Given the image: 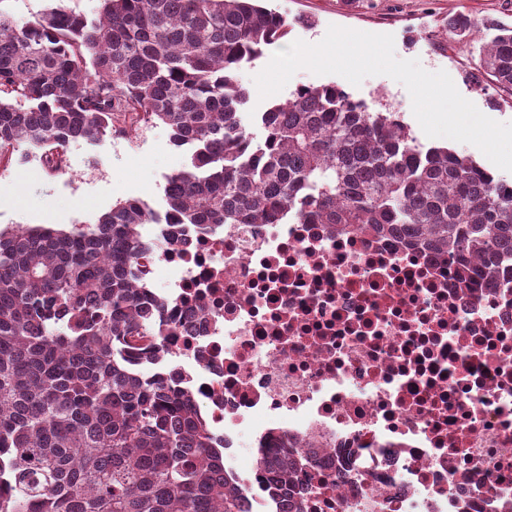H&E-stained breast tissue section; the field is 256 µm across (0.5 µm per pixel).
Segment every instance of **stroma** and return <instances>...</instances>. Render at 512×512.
Masks as SVG:
<instances>
[{
  "mask_svg": "<svg viewBox=\"0 0 512 512\" xmlns=\"http://www.w3.org/2000/svg\"><path fill=\"white\" fill-rule=\"evenodd\" d=\"M269 7L290 23V32L278 42V49L299 39L317 43L332 25L388 33L394 37L397 58L419 60L429 72L446 71L460 94L483 114L512 122V89L477 85V53L448 32L449 17L458 13L489 15L512 23V0H270ZM268 62V57H261L238 73L249 94L245 123L255 139L264 135L256 120L260 112L284 101L299 87L334 84L364 100L371 111L397 110L419 144L433 143L413 115L407 89L388 76H371L355 86L336 74L300 70L279 93L262 99L254 77ZM67 160L66 171L55 176L47 175L32 154L23 163L0 167V228L49 225L68 229L93 224L128 199L163 208L165 177L181 168L185 153L172 144L168 126L153 122L127 136L70 143Z\"/></svg>",
  "mask_w": 512,
  "mask_h": 512,
  "instance_id": "stroma-1",
  "label": "stroma"
}]
</instances>
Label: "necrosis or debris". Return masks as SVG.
I'll return each instance as SVG.
<instances>
[{"mask_svg":"<svg viewBox=\"0 0 512 512\" xmlns=\"http://www.w3.org/2000/svg\"><path fill=\"white\" fill-rule=\"evenodd\" d=\"M147 230L168 239L140 257L169 272L165 375L246 512H279L258 464L283 440L314 460L307 512H512V286L324 224Z\"/></svg>","mask_w":512,"mask_h":512,"instance_id":"necrosis-or-debris-1","label":"necrosis or debris"}]
</instances>
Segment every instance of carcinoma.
Here are the masks:
<instances>
[{"instance_id":"carcinoma-1","label":"carcinoma","mask_w":512,"mask_h":512,"mask_svg":"<svg viewBox=\"0 0 512 512\" xmlns=\"http://www.w3.org/2000/svg\"><path fill=\"white\" fill-rule=\"evenodd\" d=\"M261 0L60 4L19 26L0 12V165L21 145L49 175L64 152L160 121L188 162L164 208L139 200L90 226L0 228V512H243L224 440L160 358L165 301L143 291L145 224H326L395 238L457 281L512 282V181L334 85L301 87L242 122L241 67L288 35ZM478 70L512 87V24L460 13ZM302 459L261 461L282 512H305Z\"/></svg>"}]
</instances>
